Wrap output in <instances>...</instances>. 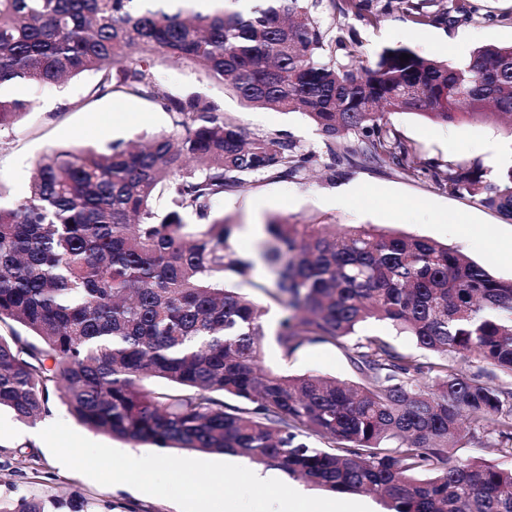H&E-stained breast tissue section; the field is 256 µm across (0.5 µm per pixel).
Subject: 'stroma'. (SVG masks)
I'll list each match as a JSON object with an SVG mask.
<instances>
[{"instance_id":"1","label":"stroma","mask_w":512,"mask_h":512,"mask_svg":"<svg viewBox=\"0 0 512 512\" xmlns=\"http://www.w3.org/2000/svg\"><path fill=\"white\" fill-rule=\"evenodd\" d=\"M473 21L418 25L407 16L388 15L380 25L350 15L338 17L343 34L356 43L360 59L373 65L384 48L405 46L448 62L457 36L470 47L512 43V25L496 23L495 15L512 11V0H477ZM155 73L161 87L173 94L194 90L218 101L225 116L245 131H282L304 148L322 151L316 127L298 113L245 106L223 86L209 81L197 68L169 60L157 61ZM93 77L73 79L61 87L25 85L31 110L0 130V186L8 199L25 195L37 160L52 149L98 146L171 130V118L155 103L124 92L94 96ZM391 134L410 146L417 161L439 167L466 163L479 165L488 176L512 166V138L491 120L443 126L410 112L388 116ZM504 146L506 155L485 151L484 143ZM356 191L353 206L337 205L343 187ZM217 213L232 217L236 229L232 242L238 254L255 255L263 238L262 225L272 215L298 220H326L336 225L371 224L383 230L425 236L457 249L502 280L512 279V221L482 206L478 200L451 196L428 175L394 172L384 163L355 160L330 172L313 166L306 179L256 180L225 193L213 203ZM351 339L334 344L303 346L283 357L274 343L264 347V367L292 375L316 371L340 380H358L348 352ZM51 413L34 423L17 421L0 412V498L39 497L52 502H87L96 512H180L165 498L116 484L104 486L66 468L51 453L39 433L63 421L82 436L117 448L132 456L152 453L149 445L132 446L80 424L60 404L49 402Z\"/></svg>"}]
</instances>
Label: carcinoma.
I'll list each match as a JSON object with an SVG mask.
<instances>
[{"label": "carcinoma", "mask_w": 512, "mask_h": 512, "mask_svg": "<svg viewBox=\"0 0 512 512\" xmlns=\"http://www.w3.org/2000/svg\"><path fill=\"white\" fill-rule=\"evenodd\" d=\"M321 2L204 14L159 0H0V85L88 74L92 92L155 101L173 127L104 150H52L29 194L0 206V409L33 421L55 396L112 438L243 455L331 492L375 495L387 512H512V467L448 457L491 425L512 444V388L459 369L475 360L512 375V281L424 236L273 215L259 245L270 279L259 282L230 242L234 225L212 209L251 178L298 180L356 154L427 173L391 136L390 110L442 125L493 115L512 136V45L481 46L462 65L386 48L365 66L319 16ZM329 2L373 25L394 11L419 25L477 11L472 0ZM158 54L196 66L248 107L304 115L324 153L280 131L250 134L197 92L161 90ZM30 107L0 98V128ZM434 178L512 220V167L488 179L460 164ZM159 193L170 205L162 217ZM247 288L281 308L274 341L285 358L374 320L432 361L372 335L349 349L358 382L263 370L268 307ZM151 378L167 388L144 389ZM65 506L84 512L37 497L0 501V512Z\"/></svg>", "instance_id": "1"}]
</instances>
